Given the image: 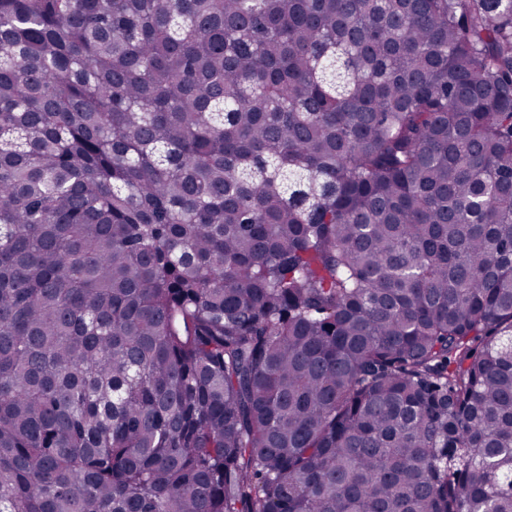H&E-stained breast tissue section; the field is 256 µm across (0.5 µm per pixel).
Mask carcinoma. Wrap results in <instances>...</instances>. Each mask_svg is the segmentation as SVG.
I'll use <instances>...</instances> for the list:
<instances>
[{
    "mask_svg": "<svg viewBox=\"0 0 512 512\" xmlns=\"http://www.w3.org/2000/svg\"><path fill=\"white\" fill-rule=\"evenodd\" d=\"M0 512H512V0H0Z\"/></svg>",
    "mask_w": 512,
    "mask_h": 512,
    "instance_id": "cac0c4a2",
    "label": "carcinoma"
}]
</instances>
